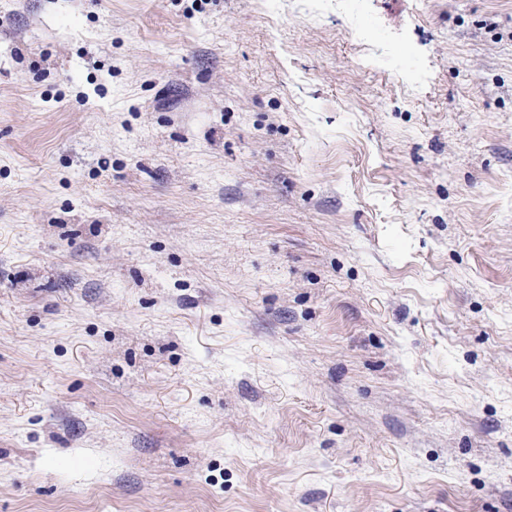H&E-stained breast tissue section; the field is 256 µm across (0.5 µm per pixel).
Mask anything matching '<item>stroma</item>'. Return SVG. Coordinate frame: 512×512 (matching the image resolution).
I'll return each mask as SVG.
<instances>
[{
  "label": "stroma",
  "mask_w": 512,
  "mask_h": 512,
  "mask_svg": "<svg viewBox=\"0 0 512 512\" xmlns=\"http://www.w3.org/2000/svg\"><path fill=\"white\" fill-rule=\"evenodd\" d=\"M0 0V512H512V0Z\"/></svg>",
  "instance_id": "obj_1"
}]
</instances>
